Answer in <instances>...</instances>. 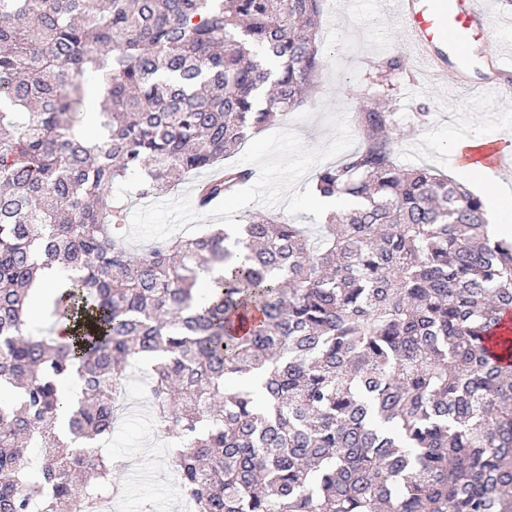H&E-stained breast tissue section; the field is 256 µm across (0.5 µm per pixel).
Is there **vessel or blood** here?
I'll return each instance as SVG.
<instances>
[{"mask_svg": "<svg viewBox=\"0 0 512 512\" xmlns=\"http://www.w3.org/2000/svg\"><path fill=\"white\" fill-rule=\"evenodd\" d=\"M395 11L434 80L451 79L477 99L512 72L500 52L485 46L487 16L480 0H396ZM465 159L512 173V150L495 144L470 150Z\"/></svg>", "mask_w": 512, "mask_h": 512, "instance_id": "obj_1", "label": "vessel or blood"}]
</instances>
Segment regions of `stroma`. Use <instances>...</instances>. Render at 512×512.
Returning <instances> with one entry per match:
<instances>
[{
    "label": "stroma",
    "instance_id": "obj_1",
    "mask_svg": "<svg viewBox=\"0 0 512 512\" xmlns=\"http://www.w3.org/2000/svg\"><path fill=\"white\" fill-rule=\"evenodd\" d=\"M488 12V49L512 55V5L483 0ZM323 29L338 28L333 40H322V67L315 91L299 109L280 116L252 134L232 156V164L253 170L234 205L202 211L194 204L198 181L219 175L215 165L188 177L175 190L155 197L136 196L132 181L114 183L112 194L124 201L127 218L119 234L132 253L155 242L201 233L214 224H243L255 215H281L317 232L324 216L310 205L314 178L324 166L355 150L361 133L355 122L360 104L376 98L377 73L390 56L403 67L391 77L389 99L399 116L397 161L412 168L428 166L455 176L448 142L460 132H482L486 139L512 140V97L478 111L455 88L428 81L425 66L414 55L392 0H325ZM125 408L112 428L109 452L120 466L126 494L113 512H139L141 500L157 502V512H172L164 497L175 496L177 477L165 439L152 426L143 382L124 389Z\"/></svg>",
    "mask_w": 512,
    "mask_h": 512
}]
</instances>
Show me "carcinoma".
I'll return each instance as SVG.
<instances>
[{"mask_svg": "<svg viewBox=\"0 0 512 512\" xmlns=\"http://www.w3.org/2000/svg\"><path fill=\"white\" fill-rule=\"evenodd\" d=\"M321 9L0 0V512H100L134 364L194 512H512V337L487 346L512 312V237L488 238L460 182L397 163L389 101L316 175L314 195L350 206L314 240L263 215L136 257L115 237L113 183L168 192L304 103ZM252 177L227 169L195 204ZM55 263L49 319L68 335H24Z\"/></svg>", "mask_w": 512, "mask_h": 512, "instance_id": "obj_1", "label": "carcinoma"}]
</instances>
